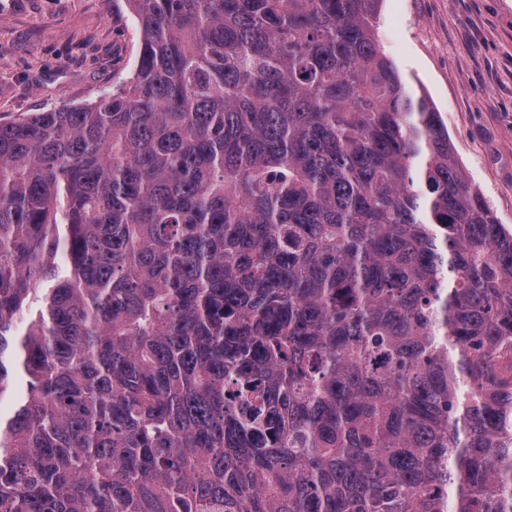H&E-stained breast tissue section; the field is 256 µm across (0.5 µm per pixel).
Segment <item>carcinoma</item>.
Here are the masks:
<instances>
[{
	"instance_id": "1",
	"label": "carcinoma",
	"mask_w": 512,
	"mask_h": 512,
	"mask_svg": "<svg viewBox=\"0 0 512 512\" xmlns=\"http://www.w3.org/2000/svg\"><path fill=\"white\" fill-rule=\"evenodd\" d=\"M125 2L0 122V512H512V229L381 0Z\"/></svg>"
}]
</instances>
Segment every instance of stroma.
<instances>
[{"instance_id": "obj_1", "label": "stroma", "mask_w": 512, "mask_h": 512, "mask_svg": "<svg viewBox=\"0 0 512 512\" xmlns=\"http://www.w3.org/2000/svg\"><path fill=\"white\" fill-rule=\"evenodd\" d=\"M378 38L512 229V0H382ZM139 47L125 0H0V121L95 101Z\"/></svg>"}]
</instances>
